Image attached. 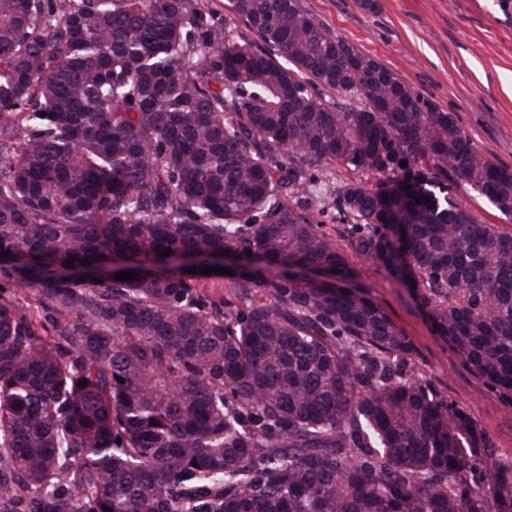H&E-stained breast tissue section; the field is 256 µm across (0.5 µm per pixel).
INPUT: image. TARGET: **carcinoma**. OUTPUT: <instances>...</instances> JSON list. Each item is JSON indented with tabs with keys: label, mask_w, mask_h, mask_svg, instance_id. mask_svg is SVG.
Listing matches in <instances>:
<instances>
[{
	"label": "carcinoma",
	"mask_w": 512,
	"mask_h": 512,
	"mask_svg": "<svg viewBox=\"0 0 512 512\" xmlns=\"http://www.w3.org/2000/svg\"><path fill=\"white\" fill-rule=\"evenodd\" d=\"M228 9L254 40L199 0H0V280L36 303L0 301V512H512V463L313 216L512 396V233L450 192L509 219L512 166L301 0ZM320 164L373 180L316 193ZM227 251L276 272L226 299L144 265ZM453 197L463 201L485 224H498L503 230L512 232V223L505 220L485 199L466 186L456 187L453 191Z\"/></svg>",
	"instance_id": "cac0c4a2"
}]
</instances>
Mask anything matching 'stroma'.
<instances>
[{
	"label": "stroma",
	"instance_id": "stroma-1",
	"mask_svg": "<svg viewBox=\"0 0 512 512\" xmlns=\"http://www.w3.org/2000/svg\"><path fill=\"white\" fill-rule=\"evenodd\" d=\"M335 35L387 66L441 109L474 143L512 165V0H302ZM365 287L405 331L431 387L468 414L512 461V398L492 389L437 336L416 291L383 265L347 255Z\"/></svg>",
	"mask_w": 512,
	"mask_h": 512
}]
</instances>
